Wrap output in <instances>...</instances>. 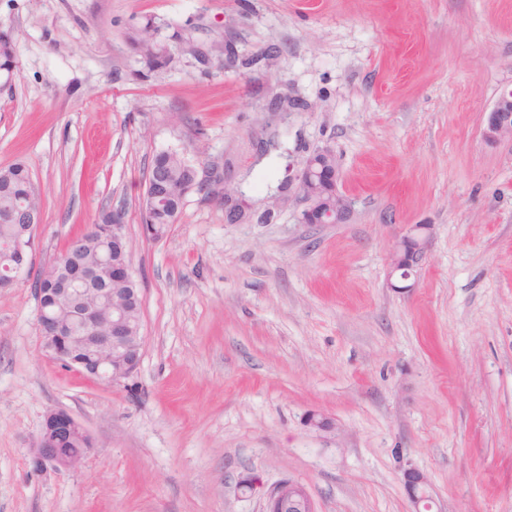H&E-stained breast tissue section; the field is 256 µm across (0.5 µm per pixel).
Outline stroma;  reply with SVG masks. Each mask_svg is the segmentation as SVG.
Wrapping results in <instances>:
<instances>
[{
	"instance_id": "obj_1",
	"label": "stroma",
	"mask_w": 512,
	"mask_h": 512,
	"mask_svg": "<svg viewBox=\"0 0 512 512\" xmlns=\"http://www.w3.org/2000/svg\"><path fill=\"white\" fill-rule=\"evenodd\" d=\"M146 26L169 60L135 50ZM0 33V168L42 198L32 266L123 208L145 337L106 386L44 352L31 281L0 290V512H263L252 477L301 483L315 512H411L409 467L431 512H512V141L484 138L512 0H0ZM320 148L349 223L299 221ZM168 149L203 188L154 237L141 202ZM411 224L433 240L396 291ZM58 409L92 449L40 473ZM432 225L411 224L396 241L389 256L388 284L394 290H410L413 284L398 285L409 281L425 258L432 239ZM404 484L407 488L410 501L415 512H421L420 505L424 511H430L429 496L426 493L427 479L425 475L414 467L406 468L403 472Z\"/></svg>"
}]
</instances>
